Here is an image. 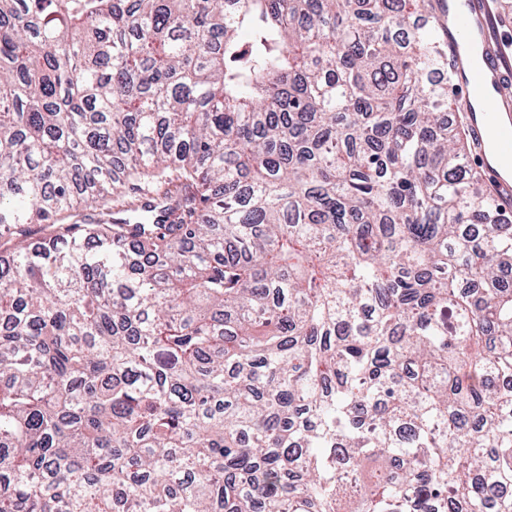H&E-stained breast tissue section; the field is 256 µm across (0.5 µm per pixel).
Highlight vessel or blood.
<instances>
[{
	"label": "vessel or blood",
	"instance_id": "obj_1",
	"mask_svg": "<svg viewBox=\"0 0 512 512\" xmlns=\"http://www.w3.org/2000/svg\"><path fill=\"white\" fill-rule=\"evenodd\" d=\"M453 8V30L448 33V64L457 72L456 83L463 103L483 102L482 111L471 114L470 136L485 172L502 195L512 194V46L504 44L492 30L497 15L492 0H448ZM477 38L483 47L482 65L470 68L460 43Z\"/></svg>",
	"mask_w": 512,
	"mask_h": 512
}]
</instances>
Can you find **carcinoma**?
I'll use <instances>...</instances> for the list:
<instances>
[{
    "label": "carcinoma",
    "instance_id": "cac0c4a2",
    "mask_svg": "<svg viewBox=\"0 0 512 512\" xmlns=\"http://www.w3.org/2000/svg\"><path fill=\"white\" fill-rule=\"evenodd\" d=\"M438 2L0 0V512H512Z\"/></svg>",
    "mask_w": 512,
    "mask_h": 512
}]
</instances>
